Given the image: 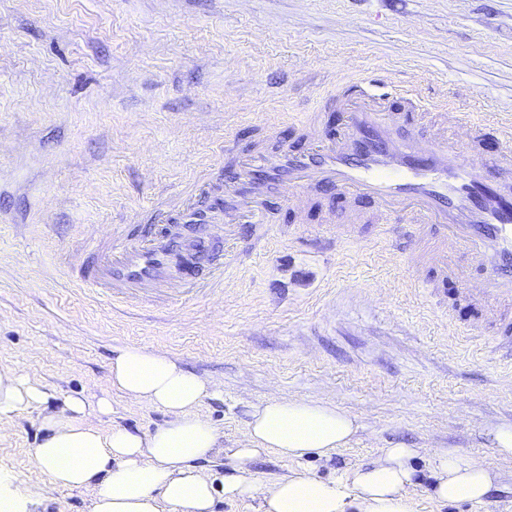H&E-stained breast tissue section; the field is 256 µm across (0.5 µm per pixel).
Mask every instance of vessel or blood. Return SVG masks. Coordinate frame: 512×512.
Segmentation results:
<instances>
[{
	"label": "vessel or blood",
	"instance_id": "obj_1",
	"mask_svg": "<svg viewBox=\"0 0 512 512\" xmlns=\"http://www.w3.org/2000/svg\"><path fill=\"white\" fill-rule=\"evenodd\" d=\"M330 103L348 112V127L328 133L316 114L299 128L307 148L281 142L271 153L239 155L199 200L174 203L172 230H154L159 217L146 209L138 230L84 245L72 278L98 298L119 293L135 303L153 301L165 286L216 281L228 268L211 252L216 238L234 240L241 224L268 225L270 191L287 184L297 199L314 187L344 194L354 204L349 224L400 231L436 278L460 277L451 259L467 256L473 272L460 277L463 293L477 303H512V152L500 156L495 174L473 167L478 141L457 148L449 112L416 128L420 104L408 92L378 94L355 82Z\"/></svg>",
	"mask_w": 512,
	"mask_h": 512
}]
</instances>
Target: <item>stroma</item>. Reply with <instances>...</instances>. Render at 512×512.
Returning a JSON list of instances; mask_svg holds the SVG:
<instances>
[{"mask_svg":"<svg viewBox=\"0 0 512 512\" xmlns=\"http://www.w3.org/2000/svg\"><path fill=\"white\" fill-rule=\"evenodd\" d=\"M375 76L428 112L512 123V0H0V365L108 398L102 430L151 431L168 413L109 381L116 350L144 345L209 381L196 412L224 450L272 399L354 418L329 454L261 452V481H340L414 448V512H512V454L495 441L512 427V350L489 343L459 281L414 287V260L382 225L330 243L322 216H346L344 197L242 231L235 269L205 297L106 303L68 275L86 240L132 230L142 208L261 142L296 141L342 84ZM43 416L27 409L0 437V483L24 487L22 512H92V491L42 495ZM446 450L496 475L484 503L433 496Z\"/></svg>","mask_w":512,"mask_h":512,"instance_id":"stroma-1","label":"stroma"}]
</instances>
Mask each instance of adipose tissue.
I'll return each mask as SVG.
<instances>
[{
    "mask_svg": "<svg viewBox=\"0 0 512 512\" xmlns=\"http://www.w3.org/2000/svg\"><path fill=\"white\" fill-rule=\"evenodd\" d=\"M110 383L131 404L163 408L168 422L151 432L118 426L104 431L89 417L110 413L107 400L92 406L67 396L54 410L41 383L0 367V436L20 412L46 410L45 435L31 450L46 476L44 496L89 489L92 512H214L219 495L230 501L260 498L262 512H413L411 448L384 449L336 482L283 474L264 483L251 475L249 462L266 450L294 461L344 446L355 431L346 413L312 402L270 400L253 412L243 446L232 453L234 465L216 480L198 466L218 454L216 429L195 412L210 393L205 379L168 355L127 345L111 360ZM494 483L489 471L450 450L439 456L433 494L444 502L479 503Z\"/></svg>",
    "mask_w": 512,
    "mask_h": 512,
    "instance_id": "obj_1",
    "label": "adipose tissue"
}]
</instances>
